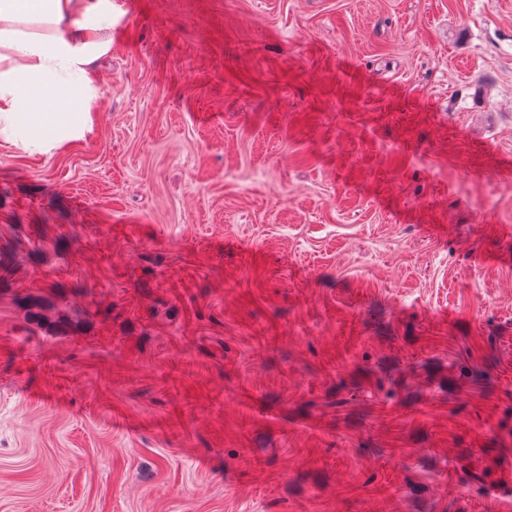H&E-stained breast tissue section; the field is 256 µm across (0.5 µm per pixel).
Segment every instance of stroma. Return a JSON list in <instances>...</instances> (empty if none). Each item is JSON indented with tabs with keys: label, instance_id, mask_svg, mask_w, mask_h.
I'll return each mask as SVG.
<instances>
[{
	"label": "stroma",
	"instance_id": "stroma-1",
	"mask_svg": "<svg viewBox=\"0 0 512 512\" xmlns=\"http://www.w3.org/2000/svg\"><path fill=\"white\" fill-rule=\"evenodd\" d=\"M116 4L0 141V512H498L512 0Z\"/></svg>",
	"mask_w": 512,
	"mask_h": 512
}]
</instances>
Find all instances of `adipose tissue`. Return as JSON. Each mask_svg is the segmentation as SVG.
I'll return each instance as SVG.
<instances>
[{"instance_id":"adipose-tissue-1","label":"adipose tissue","mask_w":512,"mask_h":512,"mask_svg":"<svg viewBox=\"0 0 512 512\" xmlns=\"http://www.w3.org/2000/svg\"><path fill=\"white\" fill-rule=\"evenodd\" d=\"M114 0H0V137L49 154L83 139Z\"/></svg>"}]
</instances>
